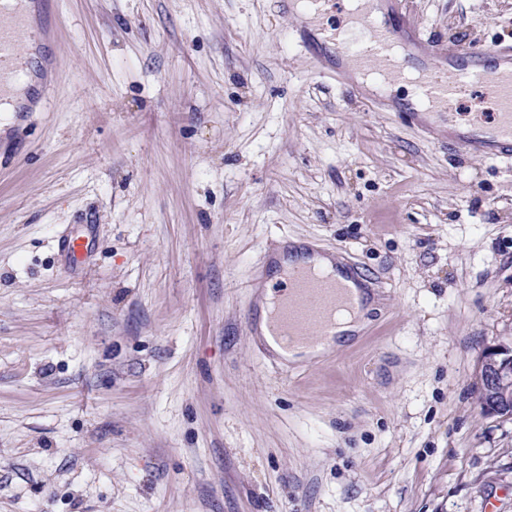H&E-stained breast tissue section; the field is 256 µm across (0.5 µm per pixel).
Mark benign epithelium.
Here are the masks:
<instances>
[{
  "mask_svg": "<svg viewBox=\"0 0 512 512\" xmlns=\"http://www.w3.org/2000/svg\"><path fill=\"white\" fill-rule=\"evenodd\" d=\"M475 378L482 411L512 417V344L484 347L477 359Z\"/></svg>",
  "mask_w": 512,
  "mask_h": 512,
  "instance_id": "1",
  "label": "benign epithelium"
}]
</instances>
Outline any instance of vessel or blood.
Masks as SVG:
<instances>
[{
    "mask_svg": "<svg viewBox=\"0 0 512 512\" xmlns=\"http://www.w3.org/2000/svg\"><path fill=\"white\" fill-rule=\"evenodd\" d=\"M38 0H0V97L12 82L25 78L22 48L47 37L35 20ZM394 21L385 22L361 9L342 11L326 32L336 51L356 70L369 75L417 76V94L401 109L405 121L428 135L447 129L460 151L495 160L512 159V47L496 43L479 45L449 55L427 45L420 24L408 14L402 0L394 5ZM487 90L492 112L476 113L468 124L456 121L453 108L460 85ZM306 264L289 269L279 281L278 303L271 315L285 344L306 341L315 345L336 333V315L353 311L351 288L362 285L359 269L335 275L315 269L309 260L316 251L301 246Z\"/></svg>",
    "mask_w": 512,
    "mask_h": 512,
    "instance_id": "vessel-or-blood-1",
    "label": "vessel or blood"
}]
</instances>
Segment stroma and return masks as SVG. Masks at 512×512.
I'll list each match as a JSON object with an SVG mask.
<instances>
[{"instance_id":"stroma-1","label":"stroma","mask_w":512,"mask_h":512,"mask_svg":"<svg viewBox=\"0 0 512 512\" xmlns=\"http://www.w3.org/2000/svg\"><path fill=\"white\" fill-rule=\"evenodd\" d=\"M444 51L512 0H405ZM46 102L0 126V512H512V163L356 88L286 0H47ZM92 229L75 258L61 237ZM376 277L369 325L286 364L269 256ZM273 297L274 293L271 288V284H267V290L263 300L262 319L260 321L259 330L262 334L261 338L267 347L271 349L276 355H278L282 360L288 363L312 361L313 359L320 356L328 348L333 346L335 341L330 339L328 343L318 347H313L306 343H299L288 351L284 350L275 340L274 336H271L267 324V313L272 306ZM475 378L482 411L512 417V344L484 347L477 359Z\"/></svg>"}]
</instances>
